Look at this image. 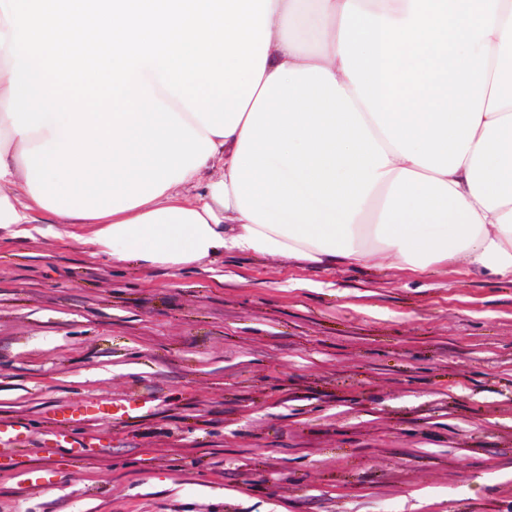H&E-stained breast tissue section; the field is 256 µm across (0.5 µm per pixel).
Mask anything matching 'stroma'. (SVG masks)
Returning <instances> with one entry per match:
<instances>
[{"instance_id": "stroma-1", "label": "stroma", "mask_w": 512, "mask_h": 512, "mask_svg": "<svg viewBox=\"0 0 512 512\" xmlns=\"http://www.w3.org/2000/svg\"><path fill=\"white\" fill-rule=\"evenodd\" d=\"M0 231V512H512V277L95 255ZM96 457L45 444L62 409ZM24 426L19 421L0 422V446L6 448H26V443L20 438Z\"/></svg>"}]
</instances>
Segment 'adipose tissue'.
<instances>
[{
  "instance_id": "obj_1",
  "label": "adipose tissue",
  "mask_w": 512,
  "mask_h": 512,
  "mask_svg": "<svg viewBox=\"0 0 512 512\" xmlns=\"http://www.w3.org/2000/svg\"><path fill=\"white\" fill-rule=\"evenodd\" d=\"M40 213L169 269L512 275V0H0V230Z\"/></svg>"
}]
</instances>
